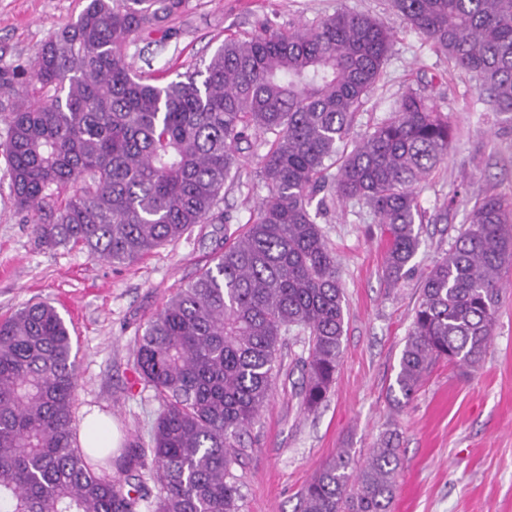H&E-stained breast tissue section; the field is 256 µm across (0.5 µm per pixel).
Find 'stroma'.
<instances>
[{"label": "stroma", "mask_w": 512, "mask_h": 512, "mask_svg": "<svg viewBox=\"0 0 512 512\" xmlns=\"http://www.w3.org/2000/svg\"><path fill=\"white\" fill-rule=\"evenodd\" d=\"M84 5L0 0V62L28 67L48 35ZM339 9L370 15L393 33L384 79L358 113L355 133L384 119L412 87L437 100L454 138L447 160L418 189L422 242L411 274L399 284L384 277L386 236L365 205L331 202L318 217L343 286L341 362L326 401L306 410L300 360L307 347L288 336L271 396L243 434L233 466L240 512H297L305 486L339 449L363 463L388 431L398 435L401 458L391 512H512V273L503 280L492 341L477 365L438 361L402 407L388 395L422 277L467 224L468 197L512 196V122L486 111L476 79L450 71L447 58L391 11L388 0H188L170 22L171 37L152 33L127 48V60L162 83L204 68L226 37L314 24ZM259 160V150L244 151L234 181L224 187L217 220L115 266L77 247L40 246L14 203L0 153V320L28 302L48 300L58 308L77 350L75 420L104 414L118 431L119 448L147 444L161 408L139 381L134 341L209 263L223 224L235 229L254 221L267 194Z\"/></svg>", "instance_id": "obj_1"}]
</instances>
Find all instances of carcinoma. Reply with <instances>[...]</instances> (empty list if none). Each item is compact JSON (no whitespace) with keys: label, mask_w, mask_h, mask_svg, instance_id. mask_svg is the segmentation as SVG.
Instances as JSON below:
<instances>
[{"label":"carcinoma","mask_w":512,"mask_h":512,"mask_svg":"<svg viewBox=\"0 0 512 512\" xmlns=\"http://www.w3.org/2000/svg\"><path fill=\"white\" fill-rule=\"evenodd\" d=\"M187 0H86L26 74L0 66L16 206L47 248L131 263L213 220L241 144L261 137L268 195L256 219L215 241L209 266L135 340L134 364L162 400L150 444L112 456L77 440L69 328L47 301L0 321V512H239L232 464L265 406L286 336L307 337L303 405L318 409L341 361L343 289L311 213L320 192L369 207L387 233L384 276L408 273L421 239L417 188L448 158V117L407 90L361 135L355 118L384 75L391 32L337 10L286 32L230 37L203 71L153 84L126 49L164 31ZM414 31L478 81L486 111L512 120V0H390ZM512 266V197H477L469 224L424 277L393 402L437 359L473 366L491 340ZM388 433L355 469L337 452L299 512H390L400 465ZM137 474L131 483L128 475ZM154 487H149V483Z\"/></svg>","instance_id":"1"}]
</instances>
